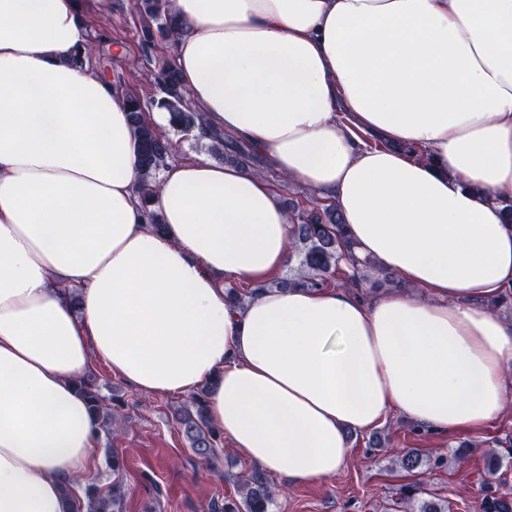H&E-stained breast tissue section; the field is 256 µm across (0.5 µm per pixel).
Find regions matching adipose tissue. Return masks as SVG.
Masks as SVG:
<instances>
[{"mask_svg": "<svg viewBox=\"0 0 512 512\" xmlns=\"http://www.w3.org/2000/svg\"><path fill=\"white\" fill-rule=\"evenodd\" d=\"M174 65L210 126L331 198L414 295L262 292L288 214L259 173L199 157L150 206L120 90L71 58L112 0H0V512H70L96 463L75 379L211 382L210 420L294 484L392 414L477 429L512 401V0H171ZM160 213L151 230L148 210ZM80 308H73L72 296ZM245 285L248 286L249 284L242 283L241 281L231 280L229 282H226V288L229 286H235L227 288L225 296L230 300V303L233 305H236L238 307L244 305L247 301H250L254 299L258 294L262 291H268L269 289L265 286H258V287H249V288H239L236 287L237 285ZM248 299V300H247Z\"/></svg>", "mask_w": 512, "mask_h": 512, "instance_id": "adipose-tissue-1", "label": "adipose tissue"}]
</instances>
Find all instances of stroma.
I'll return each instance as SVG.
<instances>
[{"label": "stroma", "mask_w": 512, "mask_h": 512, "mask_svg": "<svg viewBox=\"0 0 512 512\" xmlns=\"http://www.w3.org/2000/svg\"><path fill=\"white\" fill-rule=\"evenodd\" d=\"M113 3L107 17L88 18L92 35L102 40L96 55L110 78L120 79L125 90L151 97L155 89L140 64V19L131 0ZM113 43L123 45V56L111 54L109 46ZM94 372L101 385L123 396L127 422L114 428L111 441H98L96 467L86 476V483L103 488L115 481L121 483L126 491L124 512H206L211 499L236 496V488L226 476L247 469L248 461L227 444L219 450L224 462L222 473H198L194 455L173 420L183 397L139 392L101 364ZM379 431L388 435L391 448L397 450L415 448L431 455L452 452L465 443L469 454L463 462L449 464L426 479L373 451L370 432L350 431L346 438L352 455L343 468L317 481L284 485L285 493L277 499L273 512H397L398 494L408 484L419 485L423 498L448 499L450 512H470L485 455L512 437V403L478 430L429 432L394 417ZM110 447L123 460L116 473L106 463Z\"/></svg>", "instance_id": "35a3bbf8"}]
</instances>
